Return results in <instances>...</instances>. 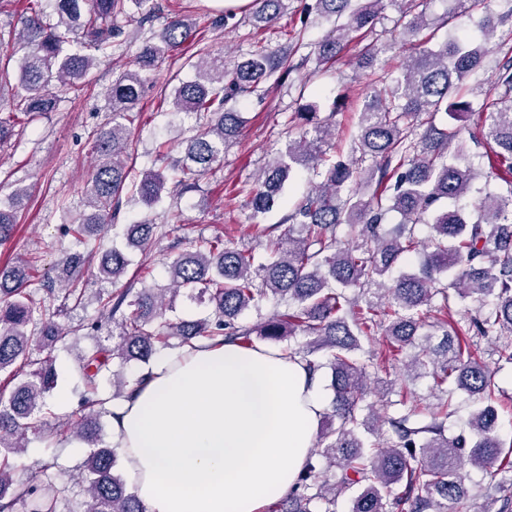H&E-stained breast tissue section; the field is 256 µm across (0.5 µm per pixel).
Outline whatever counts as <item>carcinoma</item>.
I'll list each match as a JSON object with an SVG mask.
<instances>
[{"instance_id":"carcinoma-1","label":"carcinoma","mask_w":512,"mask_h":512,"mask_svg":"<svg viewBox=\"0 0 512 512\" xmlns=\"http://www.w3.org/2000/svg\"><path fill=\"white\" fill-rule=\"evenodd\" d=\"M386 1L397 5L405 19L398 33L403 42H413L431 25L448 23L446 16L429 20L425 11H416L417 0H315L304 8L305 17L315 12L346 19L314 46L318 63H336L351 33L372 31ZM283 2L253 0L252 15L268 23ZM454 2L462 15L481 10L479 26L486 41L497 25L512 18V7L497 14L488 0ZM52 4L53 24L46 21L41 0H29V14L21 18L23 93L9 92L0 83V100L12 103V110L0 115V143L14 135L16 113L34 121L55 110L52 83L76 97L84 92L96 54L119 36L112 17L136 13L144 22L154 8L153 0ZM194 33L189 17H171L113 80L112 125L96 136L98 165L86 195L87 212L63 225V236L86 245L108 232L116 218L114 201L125 192L152 206L165 194L194 191L244 128L243 113L230 102L259 91L274 75L287 79L306 62L294 60L295 46L261 49L230 67L221 56L201 60L196 79L175 87L172 108L203 115L205 123L186 140L182 159L167 172L137 175L127 165L135 149L125 121L140 99L147 72ZM485 58L483 45L473 41L448 39L434 48L416 42L394 86L364 100L345 157L329 154L336 123L317 120L316 105H304L295 113L301 122L299 139L276 152L249 190L256 221L278 205L294 171H306L312 183L311 192L284 218L287 233L269 240L263 259L222 236H202L193 249L166 262L168 287H144L133 296L126 288L100 299L101 316L86 324L95 342L80 356L84 391L70 428V437L91 448L76 483L59 479L54 458L38 464L41 478L18 481L12 457L24 450L29 430L46 426L51 415L47 397L58 383L53 350L74 333L56 316L84 305L79 280L93 250L66 252L39 298L27 290L36 275L35 260L18 258L0 268V376L12 384L9 392H0V512H63L60 504L77 486L85 496L83 512H146L116 469L119 448L104 442L111 403L128 397L146 373L141 370L130 380L112 374L108 397L100 394V379L116 358L147 365L162 349H192L204 340H233L252 348L256 337L282 344V351L304 361L313 377L330 370L333 392L316 449L294 489L269 512H336L338 497L355 487L351 512H512V443L505 444L497 433L499 390L488 361L494 356L512 362V56L496 66L494 85L503 93L486 106L482 139L493 145L490 171L464 162L465 142L449 150L457 132L435 122L440 112L456 121L467 118L471 102L452 99L450 93L483 69ZM422 113L429 119L417 134L411 121ZM481 176L487 183L505 182L507 192L474 189ZM363 186L373 188L367 199L358 192ZM473 191L478 197L472 217L456 202ZM26 195L27 188L18 186L8 204H0V244L12 238L14 207ZM391 212L400 221L389 227ZM421 224L429 228L424 239L418 233ZM159 228L144 219L124 225L123 235L144 250ZM419 249L418 268L396 273L407 255ZM130 263L114 240L96 277L114 284ZM182 291L207 305L209 314L199 319L168 316ZM270 297L285 311L252 325L241 323L243 315L259 310ZM473 297L480 312L468 318L463 302ZM298 330L307 341L294 349L286 341ZM491 332L497 344L487 354L477 338ZM374 336L385 339V351L358 357L362 341ZM34 342L46 350L44 356L31 357ZM406 350L403 376L430 378L439 403L426 420L418 419L415 407L391 410L390 400L379 408L366 406V419H361L360 402L371 372L387 370ZM457 391L467 396L470 411L466 431L451 435ZM325 464L340 470L333 483L322 479ZM466 465L489 474L492 488L507 495L476 505L462 475Z\"/></svg>"}]
</instances>
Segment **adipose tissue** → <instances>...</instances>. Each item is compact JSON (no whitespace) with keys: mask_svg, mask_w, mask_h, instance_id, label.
I'll use <instances>...</instances> for the list:
<instances>
[{"mask_svg":"<svg viewBox=\"0 0 512 512\" xmlns=\"http://www.w3.org/2000/svg\"><path fill=\"white\" fill-rule=\"evenodd\" d=\"M325 408L280 351L200 343L113 404L112 435L148 512H265L293 488Z\"/></svg>","mask_w":512,"mask_h":512,"instance_id":"ef3b65f1","label":"adipose tissue"}]
</instances>
